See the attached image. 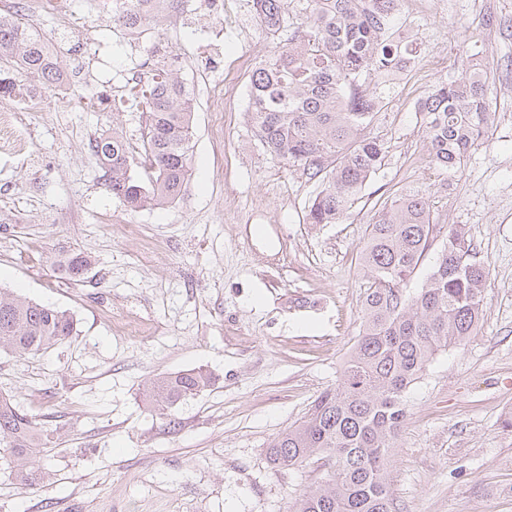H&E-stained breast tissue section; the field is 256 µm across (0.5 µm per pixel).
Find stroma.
Instances as JSON below:
<instances>
[{
  "label": "stroma",
  "mask_w": 512,
  "mask_h": 512,
  "mask_svg": "<svg viewBox=\"0 0 512 512\" xmlns=\"http://www.w3.org/2000/svg\"><path fill=\"white\" fill-rule=\"evenodd\" d=\"M53 43L68 77L11 74L0 142V287L73 315L76 332L26 361L0 354V391L35 415L44 480L20 489L0 459V512H291L316 472L277 471L265 452L336 385L361 325L360 243L374 205L423 193L438 224L465 225L489 275L483 319L440 351L405 395L387 460L396 512H512V0H401L397 35L415 64L369 79L383 107L369 136L381 168L335 224H306L315 182L267 152L247 116L249 80L278 42L251 0L199 4L133 41L112 0H0ZM194 93L191 177L179 202L132 212L104 185L90 144L118 131L142 146L130 72L169 54ZM487 67L488 138L456 171L430 158L420 101L470 57ZM224 79V97L210 89ZM91 255L75 286L58 253ZM203 368L213 383L170 419L145 406L156 376Z\"/></svg>",
  "instance_id": "35a3bbf8"
}]
</instances>
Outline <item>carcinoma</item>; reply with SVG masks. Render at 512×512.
Listing matches in <instances>:
<instances>
[{"instance_id":"obj_1","label":"carcinoma","mask_w":512,"mask_h":512,"mask_svg":"<svg viewBox=\"0 0 512 512\" xmlns=\"http://www.w3.org/2000/svg\"><path fill=\"white\" fill-rule=\"evenodd\" d=\"M150 0H124L113 12L122 27L152 19ZM289 21L283 0H253L264 29L289 28L274 57L252 74L247 115L267 151L302 169L319 191L306 223L334 224L359 199L382 165L383 144L364 135L382 104L364 87L371 76L401 72L416 50L395 36L400 0H299ZM0 63L8 70L58 80L36 29L0 14ZM490 89L483 65L448 77L422 100L419 112L435 165L456 170L491 126ZM147 114L143 153L114 132L92 145L105 184L133 211L174 203L190 176L193 98L169 69L159 68L141 90ZM442 247L419 288L408 284L434 241ZM362 321L336 386L322 391L294 426L266 450L276 470L311 467L315 485L294 512H394L384 461L406 416L405 394L441 350L458 347L478 328L487 271L462 224H436L430 203L400 195L380 205L366 224L359 250ZM94 262L85 252L64 255L66 279L87 282ZM72 315L13 296L0 288V350L25 360L66 342ZM201 371L158 377L147 390L163 415L204 391ZM42 443L36 418L0 395V448L11 458L16 485L25 488L39 468Z\"/></svg>"}]
</instances>
